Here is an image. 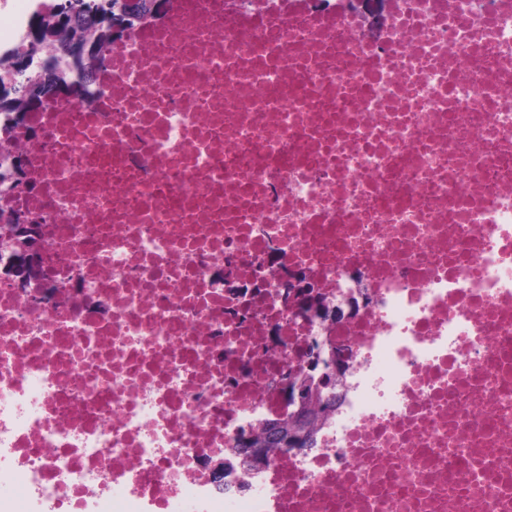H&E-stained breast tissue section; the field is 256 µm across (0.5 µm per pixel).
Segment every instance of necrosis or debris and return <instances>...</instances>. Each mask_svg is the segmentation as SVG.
Instances as JSON below:
<instances>
[{"instance_id": "obj_1", "label": "necrosis or debris", "mask_w": 512, "mask_h": 512, "mask_svg": "<svg viewBox=\"0 0 512 512\" xmlns=\"http://www.w3.org/2000/svg\"><path fill=\"white\" fill-rule=\"evenodd\" d=\"M389 3L370 35L360 0H160L77 93L0 114V238L33 222L40 255L0 274L28 512H512V0ZM326 336L334 411L255 465ZM355 310L356 302L354 299L350 298L346 303V307L343 305L335 306L315 303L314 308L311 309L310 312L312 316L329 325L353 313ZM329 347V351L325 354L323 344ZM319 345V348L314 352V360H318L322 364L323 374L321 378L327 383H335L336 385H343V367L341 363V355L333 348L330 343V338Z\"/></svg>"}]
</instances>
